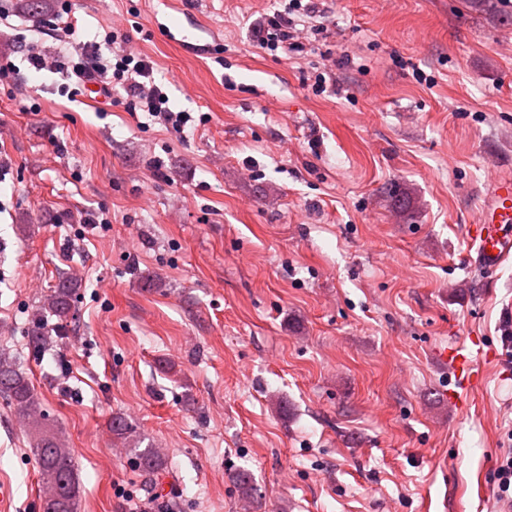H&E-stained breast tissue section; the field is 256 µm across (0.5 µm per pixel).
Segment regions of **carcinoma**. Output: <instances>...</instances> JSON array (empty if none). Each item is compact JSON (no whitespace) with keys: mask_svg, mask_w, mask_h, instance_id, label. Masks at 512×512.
I'll list each match as a JSON object with an SVG mask.
<instances>
[{"mask_svg":"<svg viewBox=\"0 0 512 512\" xmlns=\"http://www.w3.org/2000/svg\"><path fill=\"white\" fill-rule=\"evenodd\" d=\"M77 284L68 279L60 280L44 303L36 309L28 334V345L35 351L45 348L48 336L45 332V315L64 325L74 319V299ZM0 397L20 419L28 422L33 448L40 467L43 485L42 512H77L79 483L74 472L72 449L57 433L46 427L47 416L31 386L28 377L13 357L0 353ZM139 467L154 471L161 465L158 453L153 449L135 453ZM240 494L250 497L255 493L251 476L239 471L232 476Z\"/></svg>","mask_w":512,"mask_h":512,"instance_id":"obj_1","label":"carcinoma"}]
</instances>
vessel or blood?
Returning a JSON list of instances; mask_svg holds the SVG:
<instances>
[{"instance_id": "obj_1", "label": "vessel or blood", "mask_w": 512, "mask_h": 512, "mask_svg": "<svg viewBox=\"0 0 512 512\" xmlns=\"http://www.w3.org/2000/svg\"><path fill=\"white\" fill-rule=\"evenodd\" d=\"M467 232L475 253L474 262L483 271L497 270L512 258V176L498 177L491 184L488 197L479 208V221L469 225ZM437 356L440 361H452L458 373L464 374L471 384H479L476 365L485 356L483 348H444L438 350Z\"/></svg>"}]
</instances>
